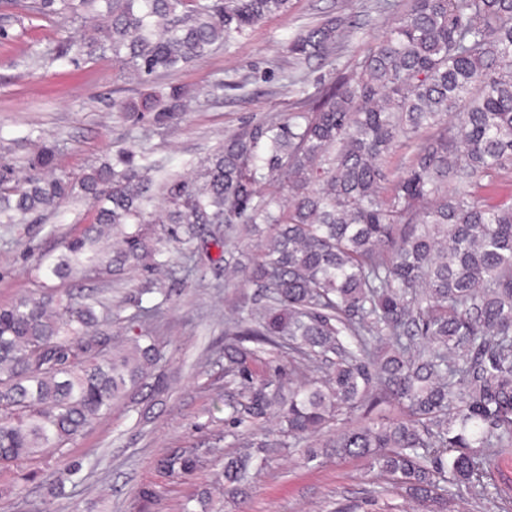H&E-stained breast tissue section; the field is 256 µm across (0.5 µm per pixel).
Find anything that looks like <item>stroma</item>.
Returning a JSON list of instances; mask_svg holds the SVG:
<instances>
[{
    "label": "stroma",
    "instance_id": "obj_1",
    "mask_svg": "<svg viewBox=\"0 0 512 512\" xmlns=\"http://www.w3.org/2000/svg\"><path fill=\"white\" fill-rule=\"evenodd\" d=\"M382 0H291L286 13L267 17L178 72L143 82L112 59L48 62L39 52L60 34L81 36L88 19L57 25L2 4L0 0V164L24 175V148L12 145L18 132L38 129L59 147L58 171L78 176L100 164L108 151H146L163 174L193 177L225 139L259 121L284 117L301 94L316 95L337 76L352 74L391 24L395 13ZM347 17L355 29L327 59L298 62L288 41L305 26ZM183 86L188 96L180 116L160 125L153 113L133 123L114 112L116 102L138 97L148 87ZM88 198L65 203L40 224H0V306L38 296L45 284L58 294H85L120 331L138 306L156 308L143 330L164 347L170 391L135 411L114 410L87 436L39 465L27 500L10 496V473L0 474V512H182L201 491L223 502L224 512H375L393 502L400 512H416L406 497L393 494L387 477L367 471L361 460L333 455L303 462L299 453L267 449L265 468L245 496L225 497L217 476L238 438L276 427L275 417L228 424L227 402L238 400V380L224 374V324L241 302L256 294L242 279H225L218 249L190 267L193 244L169 238L158 225L162 258L170 275L137 268L119 276L47 281L41 260L92 223ZM182 448L197 449L199 462L186 478L159 471L156 460ZM66 460L82 463L84 482L54 495L49 486ZM484 492L452 494L447 512H512V453L492 457ZM152 497H142V490Z\"/></svg>",
    "mask_w": 512,
    "mask_h": 512
}]
</instances>
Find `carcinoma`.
<instances>
[{"label": "carcinoma", "instance_id": "cac0c4a2", "mask_svg": "<svg viewBox=\"0 0 512 512\" xmlns=\"http://www.w3.org/2000/svg\"><path fill=\"white\" fill-rule=\"evenodd\" d=\"M289 6L35 2L47 19L99 21L92 34L59 37L51 59L110 55L145 81ZM344 26H307L288 50L324 58ZM183 97L172 86L116 109L169 120ZM404 144L413 151L396 178L388 163ZM57 161L43 144L22 178L0 165V224H36L74 195L97 203L95 222L46 266L51 278L146 260L163 268L153 224H182L190 240L201 224L275 225L250 267L224 258V271L245 273L263 293L224 327L225 375L240 379L243 398L227 403L230 421L273 410L280 425L275 441L240 439L242 451L224 460V495L245 494L265 464L260 449L290 448L342 415L347 425L323 447L365 461L428 512L446 504L444 483L476 489L490 457L512 448V204L476 195L512 170V0H408L355 73L298 100L285 119L225 140L195 177L169 181L161 220L148 211L156 168L146 156L118 150L74 180L47 176ZM154 313L138 307L111 336L92 304L52 292L0 307V468H19L15 495L37 474L21 464L75 443L120 405L165 393L161 347L135 326ZM284 345L297 368L321 376L257 379L260 349ZM382 404L402 415L371 418ZM197 462L191 448L158 467L185 477ZM83 480L81 463L69 462L53 491Z\"/></svg>", "mask_w": 512, "mask_h": 512}]
</instances>
